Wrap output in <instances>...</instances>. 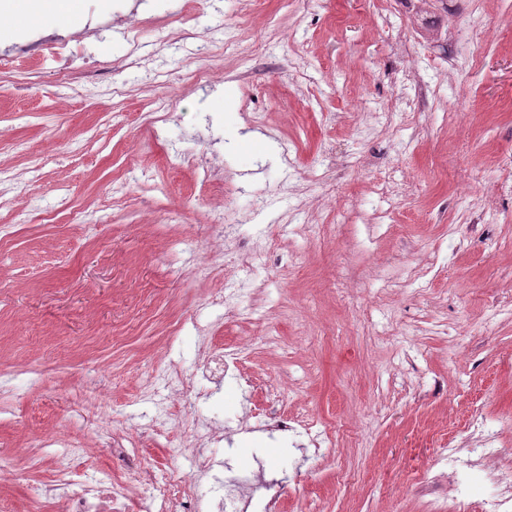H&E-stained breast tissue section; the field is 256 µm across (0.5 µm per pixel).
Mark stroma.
<instances>
[{
  "label": "stroma",
  "mask_w": 512,
  "mask_h": 512,
  "mask_svg": "<svg viewBox=\"0 0 512 512\" xmlns=\"http://www.w3.org/2000/svg\"><path fill=\"white\" fill-rule=\"evenodd\" d=\"M73 2L0 0V503L59 512L34 491L63 460L141 505V472H189L194 512L243 477L248 512H445L452 472L498 495L480 433L443 450L480 414L512 476V0ZM33 27L90 36L64 67L10 51ZM227 281L232 320L209 302ZM234 346L241 375L203 373ZM198 418L222 435L206 469ZM56 431L72 446L43 447Z\"/></svg>",
  "instance_id": "stroma-1"
}]
</instances>
